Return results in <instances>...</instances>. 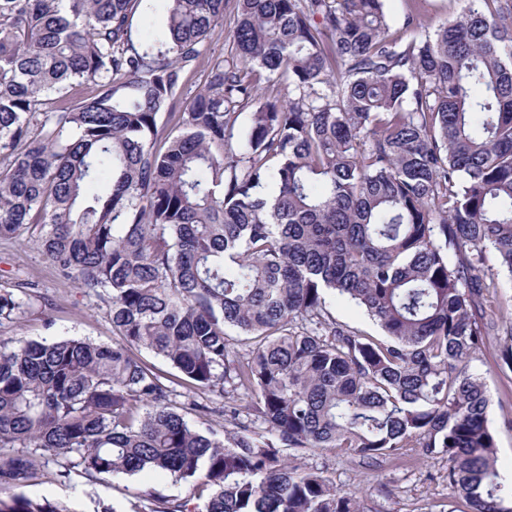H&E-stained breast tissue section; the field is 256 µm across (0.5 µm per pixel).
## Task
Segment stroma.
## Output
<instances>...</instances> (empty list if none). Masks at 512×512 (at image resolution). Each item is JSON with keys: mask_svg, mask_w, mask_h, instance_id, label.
Instances as JSON below:
<instances>
[{"mask_svg": "<svg viewBox=\"0 0 512 512\" xmlns=\"http://www.w3.org/2000/svg\"><path fill=\"white\" fill-rule=\"evenodd\" d=\"M386 10L395 30H402L404 17L420 13L427 29L444 22L450 10L463 6L462 0H386ZM234 28L233 12L224 15L220 34L207 40L196 66L185 75L179 99L192 97L205 83L209 69L229 55ZM37 232L26 240L0 239V289L28 284L24 313L11 322L0 323V340H53L82 337L99 343L111 342L114 333L107 306L96 296L61 278L47 263L37 246ZM495 338L471 370L484 382L490 397V422L496 440L497 466L512 480V373L500 369L503 344L511 341L503 326L494 329ZM296 463L310 470L323 471L338 489L356 493L367 512H450L453 494L445 478L447 465L422 455L420 449H404L401 456L369 466L359 458L334 448H298ZM187 483L158 475H115L90 482L77 476L62 484L50 474L26 481L18 493L32 498L62 502L69 512H99L109 506L115 512H134L144 491L165 498L184 497Z\"/></svg>", "mask_w": 512, "mask_h": 512, "instance_id": "stroma-1", "label": "stroma"}]
</instances>
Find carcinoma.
<instances>
[{
	"label": "carcinoma",
	"mask_w": 512,
	"mask_h": 512,
	"mask_svg": "<svg viewBox=\"0 0 512 512\" xmlns=\"http://www.w3.org/2000/svg\"><path fill=\"white\" fill-rule=\"evenodd\" d=\"M161 2L135 41L142 0H0V238L40 226L114 332L0 342V491L151 473L191 492L137 512H365L284 449L420 448L469 512H512L470 372L495 265L512 274V0H465L406 42L384 0ZM232 2L231 56L163 133ZM80 85V106L46 107ZM331 297L383 337L336 323ZM23 307L0 289V322ZM142 350L224 397L223 434L176 410Z\"/></svg>",
	"instance_id": "carcinoma-1"
}]
</instances>
